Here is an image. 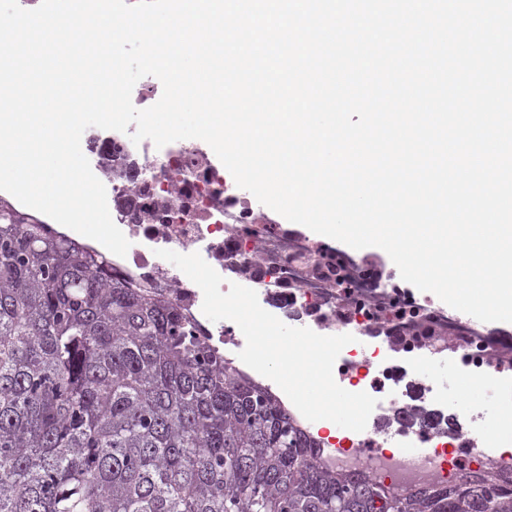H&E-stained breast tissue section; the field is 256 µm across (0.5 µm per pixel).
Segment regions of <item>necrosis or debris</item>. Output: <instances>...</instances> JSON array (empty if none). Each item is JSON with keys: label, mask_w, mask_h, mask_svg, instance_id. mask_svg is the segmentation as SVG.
Masks as SVG:
<instances>
[{"label": "necrosis or debris", "mask_w": 512, "mask_h": 512, "mask_svg": "<svg viewBox=\"0 0 512 512\" xmlns=\"http://www.w3.org/2000/svg\"><path fill=\"white\" fill-rule=\"evenodd\" d=\"M86 145L104 174L114 223L131 246L126 256L108 254L113 271L172 297L181 313L243 375L264 387L270 379L239 358L246 340L236 323L208 319L203 293L161 249L199 253L224 279L256 291L260 305L292 327L325 335L343 332L384 346L389 360L360 368L338 357L334 378L386 402L383 414L361 432L322 438L321 464L362 472L402 490L448 488L478 472L512 483V450L449 455L461 430L407 424L402 383L408 362L454 356L466 375L512 374V333L482 326L466 314L428 299H405L398 284L366 258L312 242L275 218L258 214L205 142L178 140L156 147L148 139L90 129Z\"/></svg>", "instance_id": "1"}]
</instances>
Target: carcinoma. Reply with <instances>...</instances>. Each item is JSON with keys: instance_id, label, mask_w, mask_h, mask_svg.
<instances>
[{"instance_id": "cac0c4a2", "label": "carcinoma", "mask_w": 512, "mask_h": 512, "mask_svg": "<svg viewBox=\"0 0 512 512\" xmlns=\"http://www.w3.org/2000/svg\"><path fill=\"white\" fill-rule=\"evenodd\" d=\"M177 304L0 198V512H512L333 471Z\"/></svg>"}]
</instances>
